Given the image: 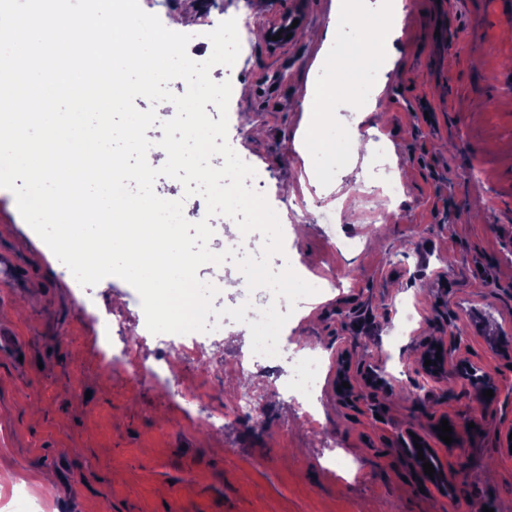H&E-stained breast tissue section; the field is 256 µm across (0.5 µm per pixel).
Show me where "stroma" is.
Listing matches in <instances>:
<instances>
[{
  "label": "stroma",
  "instance_id": "35a3bbf8",
  "mask_svg": "<svg viewBox=\"0 0 512 512\" xmlns=\"http://www.w3.org/2000/svg\"><path fill=\"white\" fill-rule=\"evenodd\" d=\"M333 0H140L168 29L187 33L203 17L237 22L248 40L233 66L228 138L261 180L283 220L284 253L272 266L335 275L337 286L304 298L284 325L278 358L253 356L244 324L223 317L207 354L191 361L146 334L135 289L112 276L82 287L0 189V246L13 249L33 288L0 300V322L25 341L0 358V512L28 480L43 512H512V0H407L393 29L376 105L364 118L336 85L323 120L378 136L391 165L408 169L395 209L363 193L367 158L315 164L299 135L316 124L303 110L322 72L343 69L332 48L350 37L332 20ZM306 8L295 43L268 47L279 13ZM357 201L351 223L339 201ZM319 197L334 224L302 204ZM197 275L216 285L215 308L248 294L232 262ZM143 337L141 360L171 358L176 376L205 387L187 417L162 384L107 365L102 338ZM460 333L451 343L450 332ZM449 347L442 378L424 381L416 361ZM315 348L325 369L316 422L286 392L290 359ZM498 387L457 377L461 364ZM344 370L355 401L338 397ZM379 373L383 385L368 382ZM250 390L254 415L237 399ZM224 411L222 433L207 417ZM460 428L442 444L440 418ZM435 450L454 477L451 494L429 484L408 455V432Z\"/></svg>",
  "mask_w": 512,
  "mask_h": 512
}]
</instances>
